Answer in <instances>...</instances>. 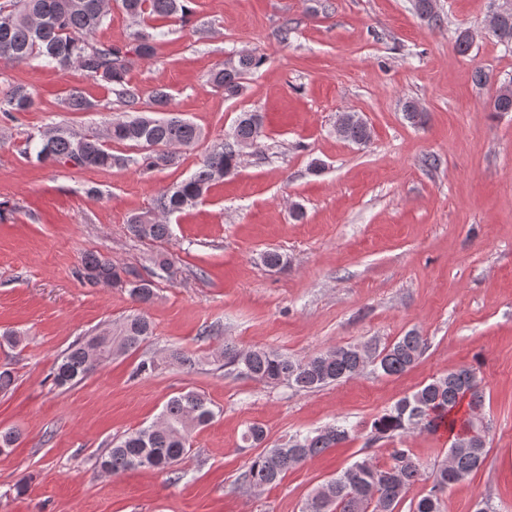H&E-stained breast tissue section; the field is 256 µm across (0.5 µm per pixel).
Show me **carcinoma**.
<instances>
[{
	"mask_svg": "<svg viewBox=\"0 0 512 512\" xmlns=\"http://www.w3.org/2000/svg\"><path fill=\"white\" fill-rule=\"evenodd\" d=\"M121 6L146 25L151 20L189 13V0H121ZM108 15L109 0H10L8 5H0V63L40 58L61 70L77 68L117 88L130 109L125 118L111 123L103 134H76L56 128L29 135L25 154L40 164L110 168L119 162L107 145L113 141L145 148L147 166L166 167L176 160L171 148L192 146L203 136L195 123L170 112L171 96L164 88L151 92L149 105L153 111L166 112L168 116L155 119L140 113L139 94L127 87L125 75L131 57H155L158 34L138 30L125 48L92 42ZM489 34L504 49H512V9L498 13ZM263 62V55L244 51L212 73L210 84L226 97L236 98L242 93L245 76ZM6 104L9 112H26L35 107L36 96L17 85L7 92ZM491 110L512 112V83L499 87L492 97ZM336 123L340 124V138L345 141L365 145L371 140L369 125L356 112L340 114ZM262 126L260 113H240L224 144L206 155L189 179L161 193L156 208L171 215L194 207L214 182L233 174L243 149H261ZM128 229L134 237L151 242L163 241L171 234L170 225L152 211L132 216ZM77 274L91 286L125 288L130 298L141 305L150 304L154 297L151 281L135 271L117 267L104 256L86 255ZM108 336L112 337V355L106 357L92 352L95 337L76 340L54 365L53 384L72 387L108 362L137 351L152 336V324L143 313L132 315L112 328ZM427 346L426 337L410 330L381 349L372 347L370 355L364 353L365 346L361 344L338 346L304 359H294L274 349H239L226 344L221 359L223 366L235 367L255 381L312 391L349 379L369 364L387 375L400 374L417 362ZM167 360L189 369L199 362L198 357L179 347L170 350ZM481 382L474 366H462L433 379L376 418L370 427L371 440L403 438L417 430L437 432L444 427L451 434V442L445 459L432 467L434 488L444 490L467 480L485 463L488 448L484 444H458L454 428L464 396H469V407L483 405ZM214 417L205 395L194 390L181 392L168 400L159 421L113 442L101 458L100 467L113 475L134 469L170 471L190 451L195 431ZM354 438V428L344 421L295 435L258 454L244 472L243 480L254 490L272 486L288 470ZM391 458L393 463L385 469L366 458L354 462L327 481L323 485L325 491L311 494L302 512H396L406 490L422 479L425 468L408 448L393 449ZM440 508L439 498L430 493L416 502L412 512H440Z\"/></svg>",
	"mask_w": 512,
	"mask_h": 512,
	"instance_id": "1",
	"label": "carcinoma"
}]
</instances>
